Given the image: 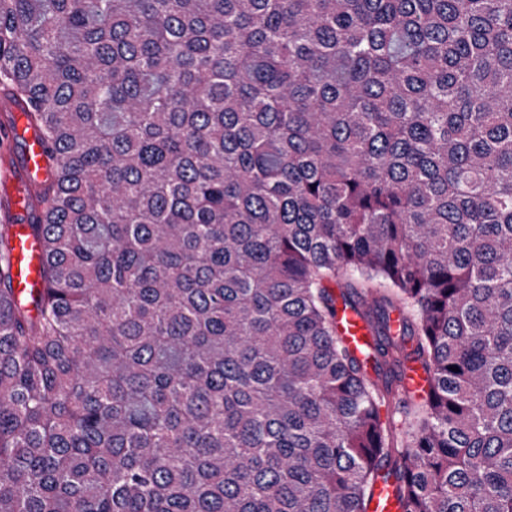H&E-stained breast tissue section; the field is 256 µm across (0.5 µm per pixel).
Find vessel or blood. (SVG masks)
<instances>
[{"label":"vessel or blood","instance_id":"b4317fda","mask_svg":"<svg viewBox=\"0 0 512 512\" xmlns=\"http://www.w3.org/2000/svg\"><path fill=\"white\" fill-rule=\"evenodd\" d=\"M9 110L13 122L0 126V222L14 227L12 264L18 291L35 295L44 287L39 275L43 250L28 230L39 217L31 192L49 175V147L41 134L29 128L25 104H10ZM337 330L362 362H370L375 337L366 322L342 308L337 312Z\"/></svg>","mask_w":512,"mask_h":512}]
</instances>
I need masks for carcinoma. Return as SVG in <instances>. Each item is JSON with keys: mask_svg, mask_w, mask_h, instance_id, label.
I'll list each match as a JSON object with an SVG mask.
<instances>
[{"mask_svg": "<svg viewBox=\"0 0 512 512\" xmlns=\"http://www.w3.org/2000/svg\"><path fill=\"white\" fill-rule=\"evenodd\" d=\"M0 94V512H512V0H0ZM1 104L13 112L14 120L0 128V222L15 224L12 264L17 273L16 288L20 294L35 295L45 288L39 275L43 250L27 225L35 224L39 217L31 192L48 178L49 147L41 134L28 128L24 103L2 98ZM18 139L20 147L13 150L12 144ZM336 318L339 336L368 369L371 356L375 354V337L372 330L349 309L340 307Z\"/></svg>", "mask_w": 512, "mask_h": 512, "instance_id": "cac0c4a2", "label": "carcinoma"}]
</instances>
